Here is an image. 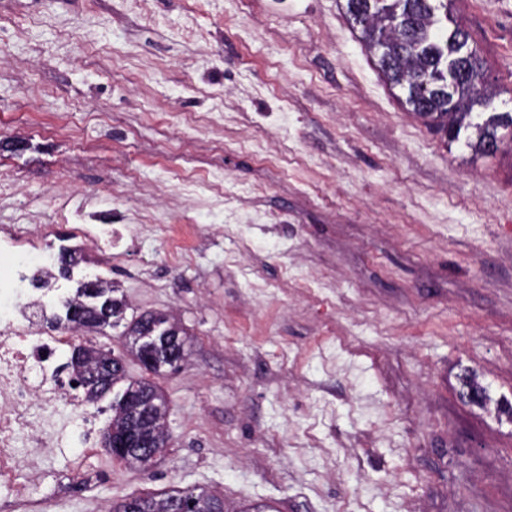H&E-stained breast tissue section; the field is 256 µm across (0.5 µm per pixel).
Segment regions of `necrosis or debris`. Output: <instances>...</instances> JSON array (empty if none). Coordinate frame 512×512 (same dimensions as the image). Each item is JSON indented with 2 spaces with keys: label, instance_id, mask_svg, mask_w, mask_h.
<instances>
[{
  "label": "necrosis or debris",
  "instance_id": "obj_1",
  "mask_svg": "<svg viewBox=\"0 0 512 512\" xmlns=\"http://www.w3.org/2000/svg\"><path fill=\"white\" fill-rule=\"evenodd\" d=\"M152 228L147 219L108 227L95 223L89 213L83 224L59 240L73 253L94 254L103 261L118 254V241H135ZM54 260L40 225H0V478L8 475L15 460L18 430L32 431L36 448L54 445L49 427L31 419L34 405L62 400L76 407L81 404L73 392L72 375L50 382L32 375L36 369L48 370L51 360L73 342L71 330L50 327L38 308H21L31 281L52 272Z\"/></svg>",
  "mask_w": 512,
  "mask_h": 512
}]
</instances>
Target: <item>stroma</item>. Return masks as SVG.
Wrapping results in <instances>:
<instances>
[{
	"instance_id": "35a3bbf8",
	"label": "stroma",
	"mask_w": 512,
	"mask_h": 512,
	"mask_svg": "<svg viewBox=\"0 0 512 512\" xmlns=\"http://www.w3.org/2000/svg\"><path fill=\"white\" fill-rule=\"evenodd\" d=\"M345 5L0 0V185H18L0 224L67 223L70 176L116 224L174 174L196 188L156 210L142 265L112 269L127 316L188 334L157 379L168 447L130 466L86 452L65 406L34 408L57 445L18 433L28 500L0 484V512L176 487L230 512H512V150L472 156L406 112ZM446 27L512 112V0H452ZM74 341L145 374L121 328Z\"/></svg>"
}]
</instances>
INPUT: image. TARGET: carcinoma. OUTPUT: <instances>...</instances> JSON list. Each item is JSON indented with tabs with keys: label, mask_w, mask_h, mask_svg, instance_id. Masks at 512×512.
<instances>
[{
	"label": "carcinoma",
	"mask_w": 512,
	"mask_h": 512,
	"mask_svg": "<svg viewBox=\"0 0 512 512\" xmlns=\"http://www.w3.org/2000/svg\"><path fill=\"white\" fill-rule=\"evenodd\" d=\"M347 13L362 27L364 39L370 52L377 57L378 66L385 78L394 86L406 90V106L424 119L436 132L448 137V141L459 139L461 130H472L466 145L476 155L496 154L505 145L512 133V114H492L483 122L473 121L474 109L487 110L492 107L494 93L489 91L482 61L477 50H461L468 44L467 34L460 30L446 31L440 27L437 12L448 11V0H346ZM112 288H97L94 291L82 287L76 289L78 300L67 303L65 315L57 321L73 322L76 308L88 311L112 308L113 320L104 314L93 315V320L84 324L87 330L104 326L116 327L124 320L123 301L112 297ZM152 323L154 332L164 336L170 329L179 335L184 331L164 313L144 312L125 325L123 335L131 339V352L141 359L140 344L146 323ZM159 366L151 373L168 367L175 372L185 360V351L173 358L168 350L156 351ZM85 360H75L70 354L65 367L70 368L80 380L86 398L97 400L102 395L89 389L83 382L81 367L101 362L99 351L88 348ZM123 384L112 400V432L122 439L129 431L138 438L150 442L155 450H164L168 439L165 424L166 411L159 409L165 400L157 386L149 379L135 382L126 379L125 370L112 373V386ZM134 393L140 403H153L145 417L137 415L135 405L124 402L125 395ZM159 406H154V403ZM119 512H224V504L217 497L201 490H174L165 496L135 497L118 503Z\"/></svg>",
	"instance_id": "cac0c4a2"
}]
</instances>
